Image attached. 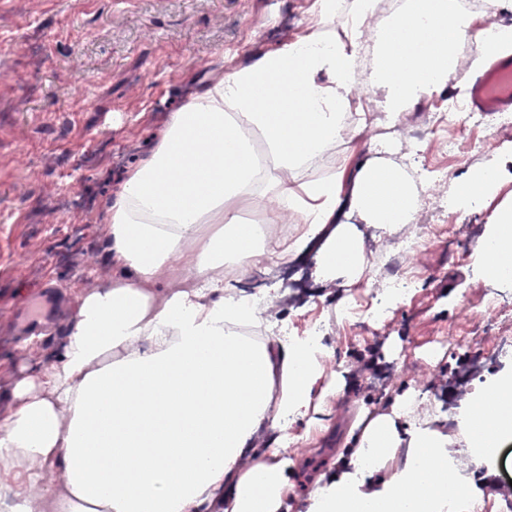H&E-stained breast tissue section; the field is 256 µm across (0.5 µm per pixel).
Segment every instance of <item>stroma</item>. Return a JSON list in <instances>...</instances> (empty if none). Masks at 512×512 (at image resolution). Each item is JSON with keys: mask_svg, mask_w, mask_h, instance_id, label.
<instances>
[{"mask_svg": "<svg viewBox=\"0 0 512 512\" xmlns=\"http://www.w3.org/2000/svg\"><path fill=\"white\" fill-rule=\"evenodd\" d=\"M311 0H0V413L21 366L40 368L64 330L27 341L12 333V312L53 274L66 291L112 277L103 203L128 167L156 142L170 112L218 74L248 65L258 55L301 35ZM466 69L448 85L409 108L404 131L432 124L451 101H466ZM363 131L339 145L334 159L305 170L303 180L328 175L347 163L352 179L374 159L372 143L385 135L382 96ZM458 142L482 161L490 145L512 144V125L492 114L464 116ZM493 200L453 218V242L425 245L414 258V295L391 308L386 323L345 322L343 297H366L364 284L329 287L315 275L303 299L283 307L288 329L303 332L317 321L332 325L328 343L348 371L343 388L315 432L305 422L289 427L311 453L307 466L288 470L290 492L281 512H305L318 476L344 470L357 440L378 417L391 414L397 396L412 390L411 368L449 324L471 325L491 284L474 273V249L499 204L512 199V160ZM465 277L449 285L456 270ZM464 354H443L432 365L429 405L416 422L448 428V411L466 393L456 374ZM390 373L389 391L357 377L364 362Z\"/></svg>", "mask_w": 512, "mask_h": 512, "instance_id": "stroma-1", "label": "stroma"}]
</instances>
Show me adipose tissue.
<instances>
[{
  "mask_svg": "<svg viewBox=\"0 0 512 512\" xmlns=\"http://www.w3.org/2000/svg\"><path fill=\"white\" fill-rule=\"evenodd\" d=\"M379 4L313 0L303 37L191 94L127 170L105 205L113 277L75 292L54 360L15 377L0 416V460L21 480L0 482V512H280L283 441L257 448L253 438L265 423L287 431L342 386L315 389L328 352L321 338L238 333L268 321L239 278L302 254L344 208L389 233L413 221L417 188L385 160L366 164L348 193L342 167L299 180L362 131L350 119L360 80L382 93L396 124L459 64L478 71L512 54V27L482 40L460 0H402L385 16ZM501 154L456 180L455 209L497 195ZM260 193L272 205L259 224L242 223V202ZM285 207L300 218L291 237L280 229ZM476 251L483 276L512 284L511 201ZM364 269L356 226H335L317 253L318 279L348 284ZM477 397L487 412L462 407L457 423L480 465L512 436V367ZM400 447L401 467L386 471ZM354 457L350 471L309 494L306 512H467L477 494L449 460L447 435L426 424L404 441L379 417Z\"/></svg>",
  "mask_w": 512,
  "mask_h": 512,
  "instance_id": "ef3b65f1",
  "label": "adipose tissue"
}]
</instances>
